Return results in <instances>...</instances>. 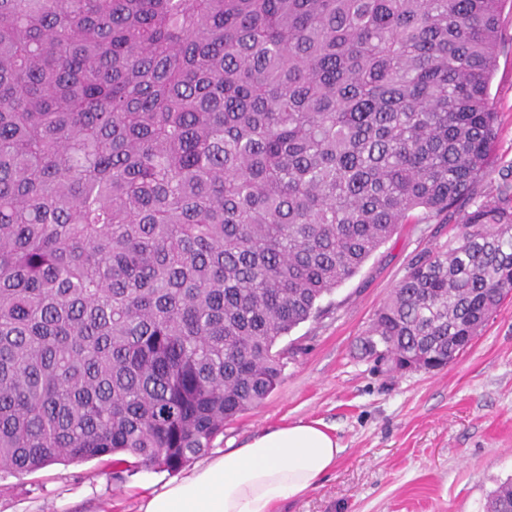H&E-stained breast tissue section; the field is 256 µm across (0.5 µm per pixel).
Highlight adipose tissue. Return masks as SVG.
<instances>
[{
  "mask_svg": "<svg viewBox=\"0 0 512 512\" xmlns=\"http://www.w3.org/2000/svg\"><path fill=\"white\" fill-rule=\"evenodd\" d=\"M342 452L330 426L300 420L167 481L142 501L140 512H273L314 488Z\"/></svg>",
  "mask_w": 512,
  "mask_h": 512,
  "instance_id": "ef3b65f1",
  "label": "adipose tissue"
}]
</instances>
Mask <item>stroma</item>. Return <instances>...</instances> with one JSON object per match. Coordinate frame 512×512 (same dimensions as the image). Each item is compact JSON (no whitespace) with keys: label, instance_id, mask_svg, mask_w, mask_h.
Instances as JSON below:
<instances>
[{"label":"stroma","instance_id":"35a3bbf8","mask_svg":"<svg viewBox=\"0 0 512 512\" xmlns=\"http://www.w3.org/2000/svg\"><path fill=\"white\" fill-rule=\"evenodd\" d=\"M490 94L497 112L494 162L477 191L495 195L512 172V0ZM457 232L414 212L349 280L325 296L319 316L282 343L294 347L275 390L227 425L200 462L300 419L331 426L343 447L335 467L276 512H485L512 477V294L471 346L444 369L399 371L365 356L360 340L411 260ZM164 471L95 459L52 463L0 478V512H139Z\"/></svg>","mask_w":512,"mask_h":512}]
</instances>
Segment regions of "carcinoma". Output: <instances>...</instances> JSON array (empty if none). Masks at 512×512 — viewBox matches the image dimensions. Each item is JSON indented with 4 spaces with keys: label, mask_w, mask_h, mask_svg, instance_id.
Here are the masks:
<instances>
[{
    "label": "carcinoma",
    "mask_w": 512,
    "mask_h": 512,
    "mask_svg": "<svg viewBox=\"0 0 512 512\" xmlns=\"http://www.w3.org/2000/svg\"><path fill=\"white\" fill-rule=\"evenodd\" d=\"M501 7L0 0V476L180 472L411 212L470 203L362 340L446 366L512 292V184L476 190Z\"/></svg>",
    "instance_id": "cac0c4a2"
}]
</instances>
